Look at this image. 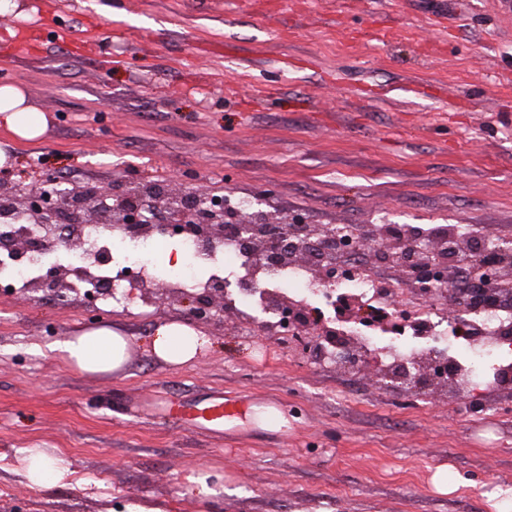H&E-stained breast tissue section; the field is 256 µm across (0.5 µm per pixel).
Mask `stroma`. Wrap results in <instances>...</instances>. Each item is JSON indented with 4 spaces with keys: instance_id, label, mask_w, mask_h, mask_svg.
Instances as JSON below:
<instances>
[{
    "instance_id": "obj_1",
    "label": "stroma",
    "mask_w": 512,
    "mask_h": 512,
    "mask_svg": "<svg viewBox=\"0 0 512 512\" xmlns=\"http://www.w3.org/2000/svg\"><path fill=\"white\" fill-rule=\"evenodd\" d=\"M0 9V85L48 118L24 140L0 115L23 190L168 183L259 200L311 224H455L512 240V18L498 0H17ZM93 36L97 50L77 39ZM185 305L99 310L0 294V454L49 448L76 473L30 487L0 470V512H512V388L469 397L322 365L235 319L197 325L174 366L150 338ZM105 324L122 373L48 346ZM274 402L283 422L189 429L162 409L213 391ZM199 468L224 477L202 501ZM211 474L207 471L195 470L186 476V482L190 490L200 499H208V497H215L219 491L217 487L219 484L209 481Z\"/></svg>"
}]
</instances>
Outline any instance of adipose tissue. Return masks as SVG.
Listing matches in <instances>:
<instances>
[{"label": "adipose tissue", "mask_w": 512, "mask_h": 512, "mask_svg": "<svg viewBox=\"0 0 512 512\" xmlns=\"http://www.w3.org/2000/svg\"><path fill=\"white\" fill-rule=\"evenodd\" d=\"M0 112L6 113L10 129L20 138L34 139L46 130L44 113L28 105L20 87L0 86ZM198 346L197 332L179 322L158 325L152 344L155 357L172 365L191 361ZM130 348L129 336L120 329L102 326L57 341L52 350L83 373L109 376L124 370ZM4 468L18 474L27 485L39 488L67 482L75 473L68 456L47 448L18 449L14 460L5 462Z\"/></svg>", "instance_id": "1"}]
</instances>
